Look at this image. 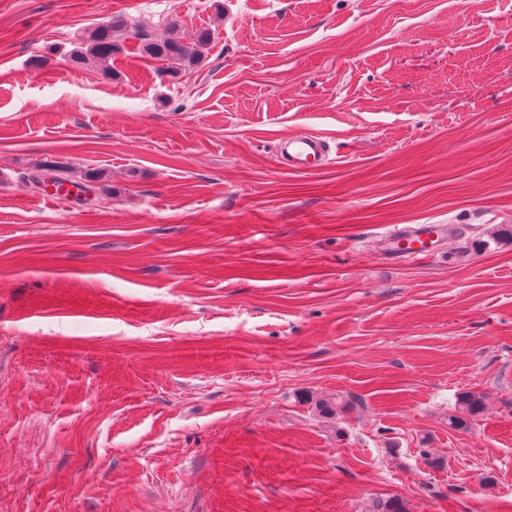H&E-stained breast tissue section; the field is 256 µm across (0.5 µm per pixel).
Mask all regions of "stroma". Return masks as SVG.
I'll return each mask as SVG.
<instances>
[{"label": "stroma", "instance_id": "1", "mask_svg": "<svg viewBox=\"0 0 512 512\" xmlns=\"http://www.w3.org/2000/svg\"><path fill=\"white\" fill-rule=\"evenodd\" d=\"M223 3L0 0V512H512V0ZM126 28L127 22L121 17L98 26L82 39L78 50L71 54L72 62L77 66H97L105 75L113 77L112 60L123 51L116 33ZM133 38L142 40L139 44V53L143 58L161 62L162 70L175 77L182 71L193 69L204 59L212 36L208 29L196 30L189 39L184 35L175 33L170 37L151 40L143 38L137 32ZM280 163L289 169L310 170L314 163L326 160L328 148L318 136L302 133L278 146ZM447 225L445 224H417L416 226H405L395 229L389 237L390 242L404 244L400 248V258H417L427 252L422 246L425 240L439 239L446 235ZM415 245H419L416 247ZM484 396L473 391H464L458 394L455 404V415L449 416L448 424L451 428L460 429L467 425L468 417H474L483 408Z\"/></svg>", "mask_w": 512, "mask_h": 512}]
</instances>
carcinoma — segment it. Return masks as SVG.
<instances>
[{
  "instance_id": "cac0c4a2",
  "label": "carcinoma",
  "mask_w": 512,
  "mask_h": 512,
  "mask_svg": "<svg viewBox=\"0 0 512 512\" xmlns=\"http://www.w3.org/2000/svg\"><path fill=\"white\" fill-rule=\"evenodd\" d=\"M125 28L127 22L120 17L98 26L82 39L78 50L71 54L72 62L78 66H97L105 75L113 76L112 60L123 51L116 33ZM133 37L140 40V55L164 64L163 71L173 77L198 66L203 61L212 39L208 29H199L188 38L178 33L160 40L143 39L138 33L133 34ZM483 400L484 396L478 392L459 393L455 414L448 419L449 426L454 429L466 426L468 418L475 416L483 408ZM369 512H407V509L402 499L393 496L377 502Z\"/></svg>"
}]
</instances>
